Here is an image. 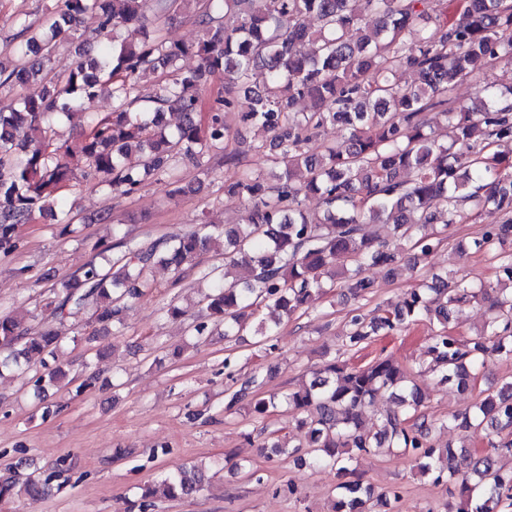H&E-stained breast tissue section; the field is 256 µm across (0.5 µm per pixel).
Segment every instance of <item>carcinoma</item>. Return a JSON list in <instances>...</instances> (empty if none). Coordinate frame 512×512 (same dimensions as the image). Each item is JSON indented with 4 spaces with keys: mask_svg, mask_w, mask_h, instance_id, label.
<instances>
[{
    "mask_svg": "<svg viewBox=\"0 0 512 512\" xmlns=\"http://www.w3.org/2000/svg\"><path fill=\"white\" fill-rule=\"evenodd\" d=\"M182 7L203 26L197 41L172 42L160 25L149 27V18L159 22ZM86 14L98 18L94 35L102 50L93 54L81 43L75 65L52 73L54 41L74 39ZM310 16L319 19L318 29L306 25ZM11 42L9 57L0 58V87L39 79L43 92L0 106V253L18 249L19 227L37 213L71 223V210L58 203L74 183L94 178L128 196L153 178L179 194L181 165L189 162L207 177L220 150L224 162L239 169L224 192L250 204L246 224H214L203 216L183 235L138 240L112 228V242L91 245L98 256L112 253L106 263L93 258L52 285L47 309L54 318H75L94 304V322L121 336L123 311L151 290L154 267L169 270L174 286L196 268L212 292L205 313L189 322L193 336L202 341L222 323L224 339L231 340L252 320L259 346L273 353L276 333L264 316L308 310L329 289L365 297L374 288L365 269L398 262V244L369 230L380 218L411 242L417 262L440 245L438 226L491 216L496 221L484 226L472 248L498 260L495 283L434 274L393 309L353 315L345 346L423 323L435 385L464 392L496 357L512 354V156L497 150L512 141V88L486 86L471 107L455 98L457 85L480 70L512 63V0H461L454 10L451 0H56L41 21L16 22ZM188 55L197 57L196 67L181 64ZM402 71L414 73L415 82L400 85ZM216 74L224 88L206 100L204 89ZM104 91L112 111H90ZM241 93L249 102L245 112L237 111ZM305 99L312 108L296 110ZM168 112L182 117L173 130ZM76 113L84 119L80 160L52 135L55 120ZM432 113L444 118V132L432 128ZM230 114L270 136L253 150H271V176L231 147ZM328 125L347 134L311 151L308 143ZM311 195L325 205L321 218L303 206ZM206 250L224 264L200 268ZM475 301L486 304L483 328L456 335L452 314ZM27 322L0 315V373L37 358L43 368L38 392L66 385L65 371L49 363L60 335ZM231 364L224 360L237 387L224 389V412L246 408L265 416L284 403L302 415L297 427L307 429L305 443L286 447L272 440L260 450L335 472L331 512H392L400 490L377 492L357 470L358 456L375 448H395L421 477L454 486L459 503L447 512L512 508V467L497 461L512 455V378L441 420L462 431H487V448L471 450L435 445L434 422L413 373L386 357L365 366L334 359L309 385L284 395L261 394L264 375L240 381ZM380 392L390 393L398 410L378 416L371 432L364 418ZM62 472L56 467L22 483L1 478L0 500L46 495ZM204 482L202 470L184 468L166 475L162 494L191 498Z\"/></svg>",
    "mask_w": 512,
    "mask_h": 512,
    "instance_id": "carcinoma-1",
    "label": "carcinoma"
}]
</instances>
